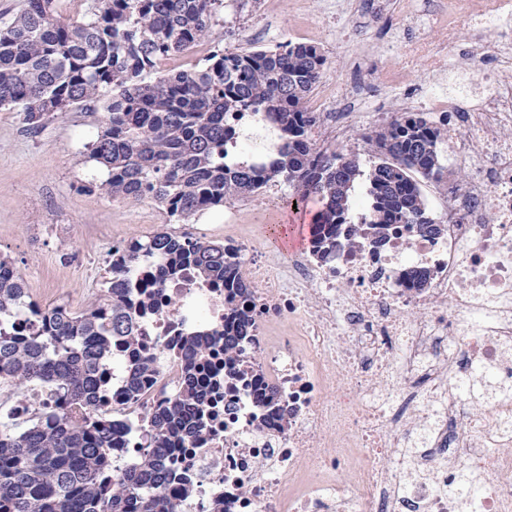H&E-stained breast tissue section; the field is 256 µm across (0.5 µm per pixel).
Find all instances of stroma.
<instances>
[{
    "instance_id": "1",
    "label": "stroma",
    "mask_w": 512,
    "mask_h": 512,
    "mask_svg": "<svg viewBox=\"0 0 512 512\" xmlns=\"http://www.w3.org/2000/svg\"><path fill=\"white\" fill-rule=\"evenodd\" d=\"M360 11L348 31L325 25V0H308L298 14L293 0H226L207 37L190 51L171 57L172 67L189 68L215 46L248 52L272 48L294 37L300 23L319 28L316 45L327 59L323 83L357 67L378 70L404 63L401 47L380 55L375 51L382 21L397 17L400 0H357ZM101 108L72 110L33 127L23 113L0 110V255L20 267L40 305L66 303L82 308L94 303L105 278L113 246L165 228L166 215L148 199L129 203L87 192L89 182L103 178L100 166L89 159L88 146L96 138ZM288 186L265 190L262 215L248 209L247 200L235 203L240 228L256 234L263 247L280 259L288 253L267 235L285 209Z\"/></svg>"
}]
</instances>
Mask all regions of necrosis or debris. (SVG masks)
I'll return each instance as SVG.
<instances>
[{"mask_svg":"<svg viewBox=\"0 0 512 512\" xmlns=\"http://www.w3.org/2000/svg\"><path fill=\"white\" fill-rule=\"evenodd\" d=\"M409 69L356 71L314 104L321 147L365 146L363 102L400 86L402 111L431 113L463 182L438 187L437 234L416 224L344 225L329 255L312 247L284 261L252 233L224 227V247L249 284L216 287L185 270L151 286L137 345L112 347V412L126 427L112 450V483L148 447L145 415L177 396L186 337L213 347L203 428L172 444L181 476L166 496L178 512H512V0H439L425 36L419 11L400 16ZM469 73L449 93V69ZM231 159L265 164L276 147L263 114L230 113ZM248 336L225 352L239 316ZM151 359L139 399L120 397L121 372ZM494 395L477 400L473 383ZM482 477L463 499L450 475Z\"/></svg>","mask_w":512,"mask_h":512,"instance_id":"4bbe7bcc","label":"necrosis or debris"}]
</instances>
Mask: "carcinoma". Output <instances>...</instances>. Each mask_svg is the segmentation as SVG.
<instances>
[{
  "mask_svg": "<svg viewBox=\"0 0 512 512\" xmlns=\"http://www.w3.org/2000/svg\"><path fill=\"white\" fill-rule=\"evenodd\" d=\"M59 0H26L0 27V108L24 113L37 126L54 114L97 103L102 125L90 157L106 177L88 189L114 200L151 199L175 223L284 182L288 202L316 200L312 239L318 252L336 248L342 225L354 223L356 185L364 181L365 224H419L436 232L420 180L448 176L442 133L423 112H405L367 136L373 165L359 154L322 152L309 107L326 57L307 43L240 53L218 48L201 63L156 78L161 60L191 50L203 39L224 0H95L87 22L66 23ZM231 112H265L279 146L270 162L255 166L226 158L234 132ZM169 259L159 279L193 265L204 279L245 289L224 256V243L155 231L115 250L112 277L85 309L41 308L15 263L0 257V381L16 388L49 382L56 400L42 415L17 421L0 415V512H176L164 496L172 480L168 443L191 433L204 409L194 365L184 389L147 414L156 445L109 485L112 448L120 423L112 417L104 366L112 341L132 346L136 321L123 303L129 275L144 259ZM28 307L41 330L20 338L13 314ZM211 345L206 333L186 342L191 359ZM150 370L139 359L125 377L133 400Z\"/></svg>",
  "mask_w": 512,
  "mask_h": 512,
  "instance_id": "carcinoma-1",
  "label": "carcinoma"
}]
</instances>
